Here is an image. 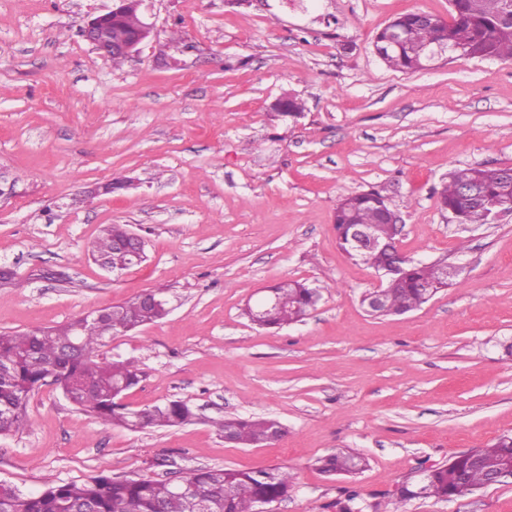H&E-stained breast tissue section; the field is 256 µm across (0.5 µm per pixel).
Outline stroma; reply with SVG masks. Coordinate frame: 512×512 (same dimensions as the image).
<instances>
[{"mask_svg": "<svg viewBox=\"0 0 512 512\" xmlns=\"http://www.w3.org/2000/svg\"><path fill=\"white\" fill-rule=\"evenodd\" d=\"M115 0H0V331L60 326L145 291L164 319L101 351L143 373L127 409L171 400L191 423L133 432L95 419L54 384L28 426L0 436V483L26 495L99 475L169 480L196 468L285 467L295 489L267 512H337L343 490L382 512H512V480L441 501L393 491L512 435V214L461 224L435 188L451 170L512 167V61L457 57L401 72L378 33L448 0H150L155 36L120 65L80 35ZM190 52L164 55L172 35ZM286 94L297 116L275 104ZM118 182L93 199L86 190ZM379 189L402 218L400 249L460 273L419 309L369 315L379 278L339 247L334 209ZM109 224L147 259L114 275L89 246ZM320 287L299 322L244 315L260 289ZM269 417L274 446L224 442L210 421ZM354 451L359 474L317 460Z\"/></svg>", "mask_w": 512, "mask_h": 512, "instance_id": "obj_1", "label": "stroma"}]
</instances>
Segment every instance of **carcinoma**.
Wrapping results in <instances>:
<instances>
[{
    "instance_id": "1",
    "label": "carcinoma",
    "mask_w": 512,
    "mask_h": 512,
    "mask_svg": "<svg viewBox=\"0 0 512 512\" xmlns=\"http://www.w3.org/2000/svg\"><path fill=\"white\" fill-rule=\"evenodd\" d=\"M453 18L443 23L437 18L423 20V13L411 12L391 21L378 34L375 48L387 67L402 71L423 68L421 49L428 43L448 44L454 57L512 59V0H451ZM138 21L134 15L112 19V37L130 35ZM403 39L390 44L392 33ZM471 184L485 195L512 205V168H468L448 174V181L436 190L440 205L460 208L466 224H485V209L478 202L464 203L460 188ZM390 210L387 196L378 190L351 194L336 205L334 224L343 250H348L347 224H366L386 241L392 227L383 223ZM125 224H110L93 241L91 254L107 259L112 271L134 266V258L117 246L125 236ZM384 251H372L359 257L363 263L381 272L388 264ZM441 284V263L412 261L406 266L405 278L389 282L384 291L385 315H402L413 311L431 298V287ZM281 305L251 322L265 328L282 327L303 318L320 299L317 288L294 280L275 286ZM104 328L91 318L74 324L35 329L26 332L0 333V436L23 430L27 425L29 394L36 384L50 377L64 391L74 393L80 406L105 423L120 425L131 431L148 428H173L191 421L192 407L185 401L172 400L139 411H128L116 403L113 393L125 392L140 381L141 371L133 360H116L97 354L103 338L126 333L166 317V304H152L133 296L103 309ZM219 435L229 432L235 443L244 446L266 444L275 427L272 418H219L212 420ZM472 454L482 464L472 466L470 456L460 454L444 465L428 467L423 485L404 483L400 499L419 495L446 500L450 496L469 494L486 486L504 471H512V436L503 435L488 448H473ZM319 469L329 475L354 476L366 466V460L353 452H336L317 459ZM468 475L467 488L458 486L456 475ZM188 494H179L168 481L150 477L120 479L98 476L90 480L62 482L37 495L24 496L14 488L0 484V512H67L81 503L93 512H255L261 501L286 499L294 489L293 476L281 467L258 470L225 468L192 469L181 476ZM338 512H365L367 505L359 495L347 490L336 502Z\"/></svg>"
}]
</instances>
